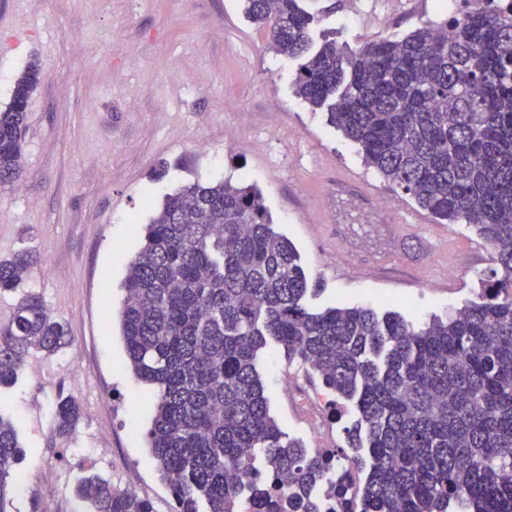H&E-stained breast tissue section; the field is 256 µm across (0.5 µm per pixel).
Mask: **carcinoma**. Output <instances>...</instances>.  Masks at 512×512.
<instances>
[{"mask_svg":"<svg viewBox=\"0 0 512 512\" xmlns=\"http://www.w3.org/2000/svg\"><path fill=\"white\" fill-rule=\"evenodd\" d=\"M249 18L275 53L302 58L295 94L328 121L367 166L432 217L468 224L495 267L481 301L425 326L379 318L368 307L313 312L293 243L275 229L259 189L194 180L168 195L124 259L120 330L130 369L154 391L146 432L173 512H238L240 480L261 478L268 507L276 482L310 499L330 461L285 439L270 416L260 355L284 350L336 400L355 405L350 432L367 449L363 484H336L341 512H512V12L443 16L401 40L312 49L313 18L298 0H247ZM40 81L30 63L0 109V184L23 174L26 106ZM38 256L0 259V293L19 291ZM21 292V291H19ZM71 343L67 322L24 290L0 320V389L16 383L33 352ZM77 400L59 394L53 435L72 438ZM25 450L0 414V512ZM78 497L89 512H154L135 490L92 473Z\"/></svg>","mask_w":512,"mask_h":512,"instance_id":"obj_1","label":"carcinoma"}]
</instances>
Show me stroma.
Masks as SVG:
<instances>
[{
    "label": "stroma",
    "mask_w": 512,
    "mask_h": 512,
    "mask_svg": "<svg viewBox=\"0 0 512 512\" xmlns=\"http://www.w3.org/2000/svg\"><path fill=\"white\" fill-rule=\"evenodd\" d=\"M300 3L315 18L314 43L352 49L402 39L442 12L436 0ZM34 61L24 173L0 186V258L25 247L53 257L25 286L69 322L72 343L52 358L33 353L17 384L0 391V412L13 417L26 451L13 512H41L48 496L56 512H84L75 486L87 471L171 512L145 437L152 394L127 364L119 311L122 259L142 246L136 226L187 182L258 186L318 286L306 300L312 310L340 303L427 321L477 299L491 263L475 229L419 209L366 165L326 110L298 99V60L268 49L245 0H0V109ZM182 67L192 84L174 79ZM411 213L417 223H407ZM367 215L375 226L337 254ZM288 367L277 350L259 359L271 416L305 442L308 429L278 382ZM60 392L84 411L66 445L51 431Z\"/></svg>",
    "instance_id": "obj_1"
}]
</instances>
